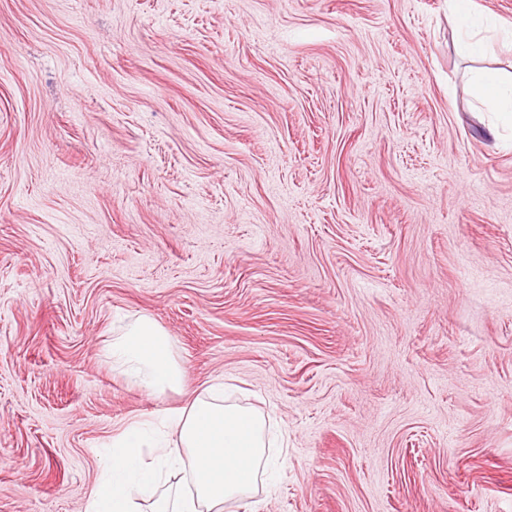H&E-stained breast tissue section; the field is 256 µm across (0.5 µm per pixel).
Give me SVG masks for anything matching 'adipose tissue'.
I'll use <instances>...</instances> for the list:
<instances>
[{"label":"adipose tissue","instance_id":"obj_1","mask_svg":"<svg viewBox=\"0 0 512 512\" xmlns=\"http://www.w3.org/2000/svg\"><path fill=\"white\" fill-rule=\"evenodd\" d=\"M113 373L141 393L158 398L179 391L183 367L171 341L148 316L121 327L108 346ZM218 382L188 407L161 419L164 433L137 420L112 441V467L89 495L85 512H224L229 502L250 497L260 473L277 468L271 420L230 402ZM188 459L186 487L154 488L166 466Z\"/></svg>","mask_w":512,"mask_h":512}]
</instances>
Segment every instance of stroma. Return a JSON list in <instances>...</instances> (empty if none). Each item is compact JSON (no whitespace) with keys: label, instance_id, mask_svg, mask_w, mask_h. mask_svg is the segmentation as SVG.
<instances>
[{"label":"stroma","instance_id":"stroma-1","mask_svg":"<svg viewBox=\"0 0 512 512\" xmlns=\"http://www.w3.org/2000/svg\"><path fill=\"white\" fill-rule=\"evenodd\" d=\"M448 0H0V512H84L211 384L288 444L227 512H512V47ZM170 337L182 392L105 359ZM473 95L494 104L502 112H512V81L491 72L478 74L472 82ZM112 372L152 398L177 392L183 383V367L173 355L170 337L148 316L121 327L108 345Z\"/></svg>","mask_w":512,"mask_h":512}]
</instances>
